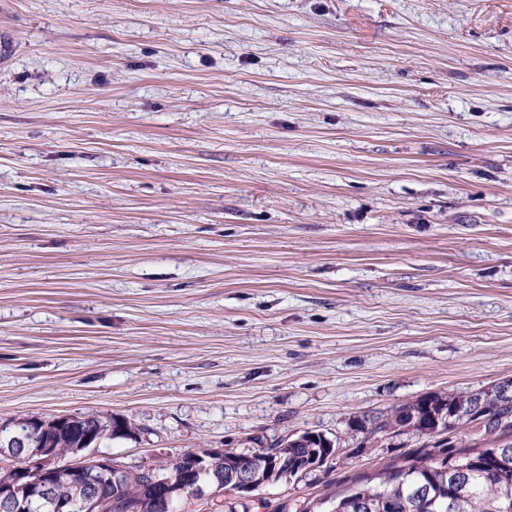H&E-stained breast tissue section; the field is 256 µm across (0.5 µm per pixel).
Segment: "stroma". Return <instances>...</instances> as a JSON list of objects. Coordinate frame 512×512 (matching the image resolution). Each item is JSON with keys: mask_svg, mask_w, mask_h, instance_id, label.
Wrapping results in <instances>:
<instances>
[{"mask_svg": "<svg viewBox=\"0 0 512 512\" xmlns=\"http://www.w3.org/2000/svg\"><path fill=\"white\" fill-rule=\"evenodd\" d=\"M508 379L512 0H0V422L339 439L298 512L430 443L353 416ZM82 425L83 432L87 431L100 440V445L109 444L113 440L123 439L133 435L131 423L125 419L99 416L95 413L72 416Z\"/></svg>", "mask_w": 512, "mask_h": 512, "instance_id": "35a3bbf8", "label": "stroma"}]
</instances>
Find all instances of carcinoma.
Masks as SVG:
<instances>
[{
  "mask_svg": "<svg viewBox=\"0 0 512 512\" xmlns=\"http://www.w3.org/2000/svg\"><path fill=\"white\" fill-rule=\"evenodd\" d=\"M481 395L482 400L477 401L470 394L432 393L375 416L353 417L349 429L370 436L411 431L429 438L447 433L457 437L464 430L475 428L486 444L462 443L457 449L452 443L439 442L435 450L404 458L402 465L388 468L376 475V480L368 479L348 494L325 499L329 512H386L388 504L396 512H512V389L502 392L496 384ZM452 405L456 412L439 429L432 428L431 414L439 407L446 410ZM39 420L46 429L35 433L32 450L56 448L65 459L69 449L80 445L82 437L56 428L53 417L29 416L12 420L10 424L17 429ZM76 420L102 444L133 435L131 423L125 419L92 412ZM317 447V442L302 441L286 448L279 442L256 450L226 448L210 457L211 470L204 481L213 486L218 481L224 482V474L245 453L252 457L257 480L262 484L266 470L275 460L307 456L310 449ZM185 465L184 457L178 455L158 462L154 470L175 475ZM107 480L112 499L106 512H153L150 499L142 493L144 482L138 474L109 475ZM53 484V495L29 500L26 512H57L61 503L67 506L68 512H81L86 488L79 485L68 467L59 466ZM421 488L425 493L419 495L417 491Z\"/></svg>",
  "mask_w": 512,
  "mask_h": 512,
  "instance_id": "obj_1",
  "label": "carcinoma"
}]
</instances>
